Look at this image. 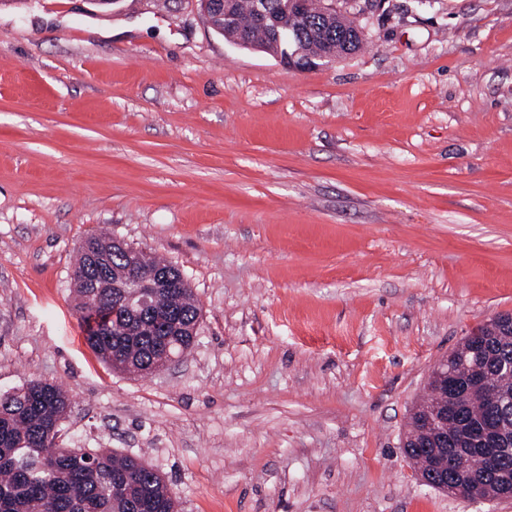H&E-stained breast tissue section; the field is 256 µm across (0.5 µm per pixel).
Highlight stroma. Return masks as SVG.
<instances>
[{
  "label": "stroma",
  "mask_w": 512,
  "mask_h": 512,
  "mask_svg": "<svg viewBox=\"0 0 512 512\" xmlns=\"http://www.w3.org/2000/svg\"><path fill=\"white\" fill-rule=\"evenodd\" d=\"M308 70L200 0H0V394L72 400L68 448L141 455L179 512H512L404 455L431 368L512 313V0H387ZM107 230L201 309L113 370L72 292Z\"/></svg>",
  "instance_id": "1"
}]
</instances>
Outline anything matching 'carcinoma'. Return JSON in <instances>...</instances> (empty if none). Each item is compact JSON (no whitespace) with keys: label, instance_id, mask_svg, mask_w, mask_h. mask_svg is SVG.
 <instances>
[{"label":"carcinoma","instance_id":"carcinoma-1","mask_svg":"<svg viewBox=\"0 0 512 512\" xmlns=\"http://www.w3.org/2000/svg\"><path fill=\"white\" fill-rule=\"evenodd\" d=\"M253 0H235L236 27L230 32L213 22L212 30L229 40L246 37L263 41L255 23ZM293 48L317 54L330 45L350 54L361 49L364 37L354 21L343 16L327 22L319 0H308L306 16L288 20ZM136 270L168 283L158 307L175 323L146 328L132 325L119 293L98 300L89 285L97 266L122 271L129 261ZM77 311L88 323L86 340L112 368L150 374L160 366L155 344L165 340L179 356L192 348L200 308L181 271L171 263L118 245L109 234L87 237L77 251L73 277ZM497 357L512 364V325L492 334ZM457 402L471 419L487 417L512 402V369H504L487 386L462 394ZM68 395L57 385L31 381L0 395V512H176V500L165 479L140 456L118 455L108 448L83 451L59 445L63 420L70 411Z\"/></svg>","mask_w":512,"mask_h":512}]
</instances>
